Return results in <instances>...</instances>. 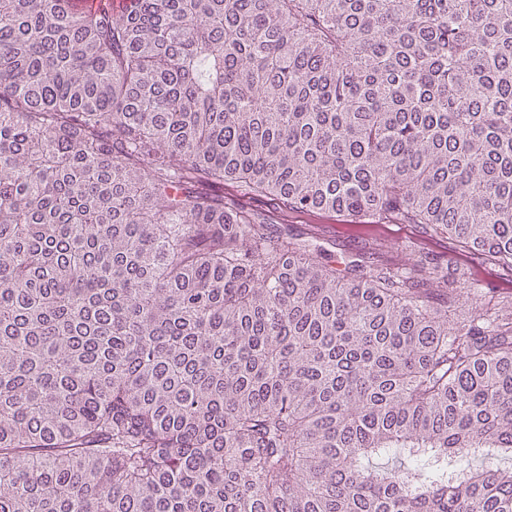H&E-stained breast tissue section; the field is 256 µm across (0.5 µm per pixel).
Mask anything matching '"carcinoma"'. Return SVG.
Returning a JSON list of instances; mask_svg holds the SVG:
<instances>
[{
	"instance_id": "cac0c4a2",
	"label": "carcinoma",
	"mask_w": 512,
	"mask_h": 512,
	"mask_svg": "<svg viewBox=\"0 0 512 512\" xmlns=\"http://www.w3.org/2000/svg\"><path fill=\"white\" fill-rule=\"evenodd\" d=\"M227 181L512 269V0H0V512H512V309ZM231 198L268 218L274 235L312 237L316 240L314 258L339 265L349 252L376 248L377 259L394 264L405 257L406 248L412 247L451 266L458 264L467 268L471 281L478 288H486L487 301L490 296L492 301L502 300L512 292V271L508 268L493 266L477 253L461 251L448 235L430 237L420 224H407L388 214L365 217L355 223L332 212L286 210L282 201L274 196L254 195L238 184H224V200Z\"/></svg>"
}]
</instances>
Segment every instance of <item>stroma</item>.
<instances>
[{"mask_svg":"<svg viewBox=\"0 0 512 512\" xmlns=\"http://www.w3.org/2000/svg\"><path fill=\"white\" fill-rule=\"evenodd\" d=\"M224 196L240 200L268 218L274 235L314 239V258L337 263L348 253L372 248L378 259L394 264L411 247L442 262L464 266L476 286L486 289L489 296L502 298L512 294L511 269L491 265L477 253L461 251L450 237L429 236L421 225L408 224L388 214L350 222L332 212L293 211L276 197L250 194L236 184L225 185Z\"/></svg>","mask_w":512,"mask_h":512,"instance_id":"obj_1","label":"stroma"}]
</instances>
